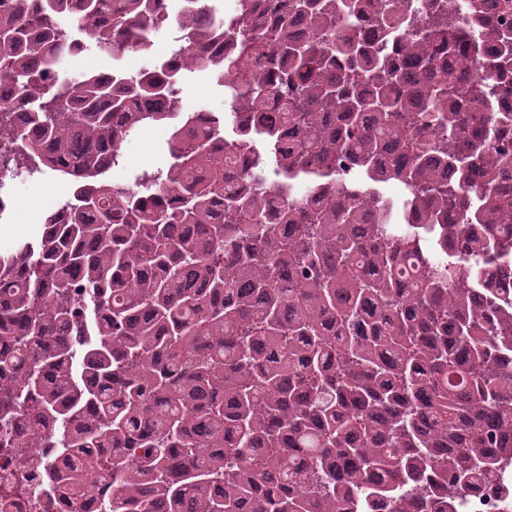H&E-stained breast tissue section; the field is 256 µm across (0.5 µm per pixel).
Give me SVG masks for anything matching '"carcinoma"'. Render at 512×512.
<instances>
[{"label":"carcinoma","mask_w":512,"mask_h":512,"mask_svg":"<svg viewBox=\"0 0 512 512\" xmlns=\"http://www.w3.org/2000/svg\"><path fill=\"white\" fill-rule=\"evenodd\" d=\"M177 2L179 58L117 83L58 70L149 53L160 0L0 11V171L76 190L0 253V443L59 449L69 512H459L499 475L512 512V0H420L418 34L391 0ZM190 70L228 112L182 111ZM171 120L168 167L102 179Z\"/></svg>","instance_id":"carcinoma-1"}]
</instances>
